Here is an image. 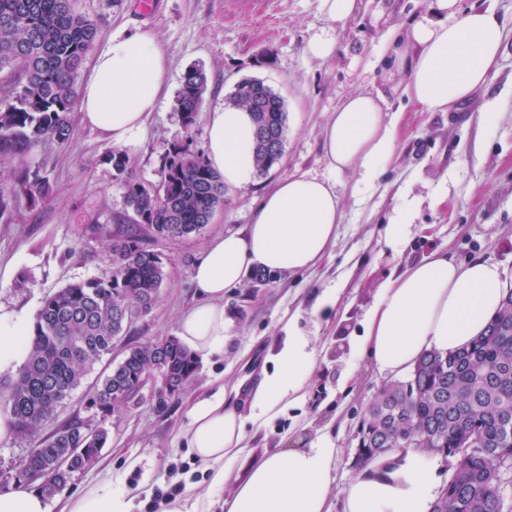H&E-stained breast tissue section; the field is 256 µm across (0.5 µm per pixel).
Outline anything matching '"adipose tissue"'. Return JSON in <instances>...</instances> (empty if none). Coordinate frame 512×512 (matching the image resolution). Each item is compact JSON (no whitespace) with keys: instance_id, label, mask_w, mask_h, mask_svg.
Returning a JSON list of instances; mask_svg holds the SVG:
<instances>
[{"instance_id":"obj_1","label":"adipose tissue","mask_w":512,"mask_h":512,"mask_svg":"<svg viewBox=\"0 0 512 512\" xmlns=\"http://www.w3.org/2000/svg\"><path fill=\"white\" fill-rule=\"evenodd\" d=\"M432 15L395 41L383 65L406 70L402 93L430 112H445L488 85L498 70L506 29L490 7L463 9L459 0H433ZM170 61L153 31L112 36L78 89L83 124L119 147L135 146L157 106ZM400 115L383 111L377 96L348 95L323 130L322 149L334 180L308 174L276 183L239 233L211 239L193 269L198 302L180 319L178 336L198 360L223 355L230 321L224 296L255 271L289 275L316 268L336 243L343 218L336 178L359 174L372 183L390 164ZM253 125L247 111L217 106L206 130V158L225 186L255 172ZM512 286L498 264L458 261L437 249L386 280L352 339L357 360L400 376L432 350L454 353L486 331ZM26 312L0 305V374L17 371L29 355ZM321 352L313 333L289 329L256 389L238 386L199 396L182 432L186 448L208 476L205 491L187 485L165 512H332L336 450L329 434L309 446L273 448L246 477L232 482L231 464L248 446V428H261L284 406L304 401ZM141 460L126 457L79 493L49 503L41 490L17 485L0 491V512H132L127 478ZM437 454L398 448L359 466L341 492L342 512H431L444 490Z\"/></svg>"}]
</instances>
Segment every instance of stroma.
Segmentation results:
<instances>
[{
  "instance_id": "1",
  "label": "stroma",
  "mask_w": 512,
  "mask_h": 512,
  "mask_svg": "<svg viewBox=\"0 0 512 512\" xmlns=\"http://www.w3.org/2000/svg\"><path fill=\"white\" fill-rule=\"evenodd\" d=\"M504 19L508 37L499 69L487 88L447 112H427L401 98L405 75L376 63L390 36L404 35L411 23L429 13L431 0H357L353 15L326 20L320 0H76L78 11L101 27L98 47L112 33L141 27L153 30L170 69L155 112L129 152V173L153 187L161 180L162 157L172 144L192 139L204 150L206 128L214 108L236 84L259 79L285 101L284 155L268 174L226 190V205L210 224L187 238H153L150 249L167 270L152 310L133 321L104 356L46 419L39 438H47L71 419L95 416L91 403L101 379L128 350L176 335L180 318L196 302L192 280L195 262L217 235L249 224L262 195L276 182L306 173L330 178L322 150V129L349 94L369 91L383 105L401 113L402 134L394 161L373 186L345 178L343 219L330 257L316 270L274 274L268 285L243 284L224 297L235 320L224 354L200 365L195 378L158 409L149 394L102 423L108 433L98 461L76 474L65 487L73 494L95 482L108 466L128 455L141 457L128 478L138 497L176 481V468L190 455L179 432L188 422L194 398L224 383L251 385L268 365L288 324L318 332L322 357L313 373L306 401L284 407L274 420L250 434V446L232 468L245 477L264 449L294 447L330 433L337 448L334 488L342 490L355 470L359 421L385 383L373 365L350 366L348 338L360 333L362 319L380 285L393 274L442 248L465 261L482 257L499 264L512 281V0H482ZM334 41L335 52L317 60L305 52L310 41ZM202 66L208 89L196 122L185 128L175 97L185 71ZM495 120L479 123L482 112ZM111 141L100 131L74 122L69 144L43 141L25 153L0 158V185L15 174L37 168L50 183L47 196L19 200L0 217V305L37 315L44 298L66 285L112 272V254L95 226L129 227L123 189L105 156ZM413 203L401 244L385 238V227L404 200ZM339 291L337 316L315 326L311 305L323 289ZM351 377L353 390L339 385Z\"/></svg>"
}]
</instances>
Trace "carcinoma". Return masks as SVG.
<instances>
[{
	"label": "carcinoma",
	"instance_id": "carcinoma-1",
	"mask_svg": "<svg viewBox=\"0 0 512 512\" xmlns=\"http://www.w3.org/2000/svg\"><path fill=\"white\" fill-rule=\"evenodd\" d=\"M100 36L99 24L74 8V0H0V71L11 81L0 87V155L24 153L51 139L67 143L78 98L76 79ZM208 88L201 66L189 67L176 97V110L191 128ZM226 105L249 111L253 126L264 124L274 139L285 136L284 101L254 79L239 82ZM274 146L254 138L256 173L265 175L279 163ZM115 180L124 189L135 226L114 234L97 230L109 242L112 274L75 282L43 301L30 338V354L18 371L4 409L18 434L33 438L93 365L133 320L148 313L166 278L161 258L148 249L144 234L186 238L208 224L225 205L221 175L186 139L162 158L161 184L149 188L127 177L128 157L120 149L106 155ZM48 179L40 170L21 172L9 190L0 189V215L24 197L46 195ZM165 361L174 390L191 381L198 362L176 338L131 348L98 385L93 405L108 415L125 408L138 376ZM479 424L494 454L512 461V335L487 327L483 336L454 354L426 353L413 374L384 385L365 411L360 425L356 465L418 440L424 449L452 453L455 443ZM107 431L87 421L68 423L24 464L41 469L53 485L69 482L50 468L54 456L71 453V467L102 451ZM433 512H505L494 469L487 463L457 457L452 478Z\"/></svg>",
	"mask_w": 512,
	"mask_h": 512
}]
</instances>
